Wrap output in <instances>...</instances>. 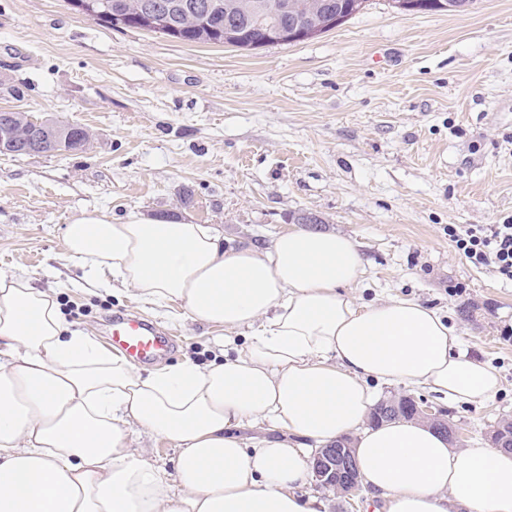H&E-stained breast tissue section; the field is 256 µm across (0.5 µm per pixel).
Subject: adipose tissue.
I'll list each match as a JSON object with an SVG mask.
<instances>
[{"instance_id": "obj_1", "label": "adipose tissue", "mask_w": 512, "mask_h": 512, "mask_svg": "<svg viewBox=\"0 0 512 512\" xmlns=\"http://www.w3.org/2000/svg\"><path fill=\"white\" fill-rule=\"evenodd\" d=\"M63 240L98 285L249 342L144 373L69 328L28 275L1 274L0 512H323L306 491L312 457L344 436L382 512H512V452L451 447L425 420L370 424L372 382L474 404L501 380L435 308L358 303L352 237L293 229L228 249L208 224L85 214ZM259 420L289 442L237 435ZM137 429L177 449L173 471L133 448Z\"/></svg>"}]
</instances>
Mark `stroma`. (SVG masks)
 I'll return each mask as SVG.
<instances>
[{
	"instance_id": "stroma-1",
	"label": "stroma",
	"mask_w": 512,
	"mask_h": 512,
	"mask_svg": "<svg viewBox=\"0 0 512 512\" xmlns=\"http://www.w3.org/2000/svg\"><path fill=\"white\" fill-rule=\"evenodd\" d=\"M1 76L26 95L0 93V109L93 135L79 154L0 157V274L52 289L66 322L101 341L131 313L178 336L168 364L209 363L223 328L89 288L65 255V224L163 216L213 225L228 248L267 247L310 213L359 243V302L439 309L501 375L480 404L402 386L379 397L445 411L460 447L512 419V282L448 237L452 224L512 223V0L465 14L367 0L320 37L256 50L118 29L67 0H0Z\"/></svg>"
}]
</instances>
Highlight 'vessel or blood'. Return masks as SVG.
I'll return each instance as SVG.
<instances>
[{
  "label": "vessel or blood",
  "instance_id": "obj_1",
  "mask_svg": "<svg viewBox=\"0 0 512 512\" xmlns=\"http://www.w3.org/2000/svg\"><path fill=\"white\" fill-rule=\"evenodd\" d=\"M110 344L115 352L129 360L149 364L167 357L176 341L158 335L148 320L132 315L113 321Z\"/></svg>",
  "mask_w": 512,
  "mask_h": 512
}]
</instances>
